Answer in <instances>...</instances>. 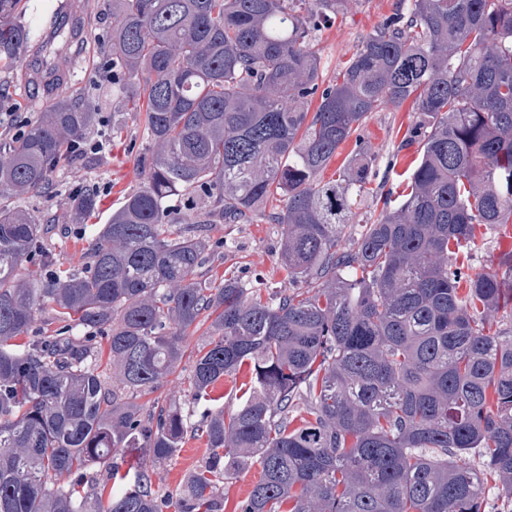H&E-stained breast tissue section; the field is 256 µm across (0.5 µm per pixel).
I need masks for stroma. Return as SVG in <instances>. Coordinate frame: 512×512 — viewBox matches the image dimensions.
Masks as SVG:
<instances>
[{"label":"stroma","instance_id":"1","mask_svg":"<svg viewBox=\"0 0 512 512\" xmlns=\"http://www.w3.org/2000/svg\"><path fill=\"white\" fill-rule=\"evenodd\" d=\"M32 5H48L58 14H78L83 26V41L69 56L59 57L56 65L67 75L59 91L65 98L89 99L98 110L90 141L100 142L98 151L81 161H63L52 175L50 193L27 199L26 207L47 222L49 231L44 245L53 251L59 264L77 263L86 243L81 225L70 215L69 200L75 188H91L98 195L94 223H105L125 194L137 189L143 173L138 164L143 140L144 115L128 111L123 99L112 93V81L102 73L101 64L110 49L111 23L107 0H31ZM401 0H351L330 25L317 28L314 43L321 57L325 81H335L345 62L356 51L363 37L401 8ZM0 85L9 96L0 102V110L18 113L20 118L34 120L53 102L52 96L33 90L15 72L0 76ZM121 121V135H113V121ZM417 120L411 104L400 109L382 108L369 113L360 138L348 141L325 169L324 178L338 177L355 150L365 149L375 157L369 192L354 206L355 215L345 229V242L356 239L362 225L377 216L374 197L403 194L406 171L418 155L417 145L403 146V138ZM284 227L261 218L250 224H215L209 231L216 243V258L210 267L213 280L236 276L249 292L269 296L287 287L288 279L281 265ZM512 248V223L496 228L478 227L476 238L467 253L471 263L497 269L502 253ZM210 450L204 437L187 436L182 448L171 459L151 467L152 490L159 496H173L186 477L208 457Z\"/></svg>","mask_w":512,"mask_h":512}]
</instances>
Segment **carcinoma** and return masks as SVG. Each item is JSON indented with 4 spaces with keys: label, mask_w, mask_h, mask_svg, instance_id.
<instances>
[{
    "label": "carcinoma",
    "mask_w": 512,
    "mask_h": 512,
    "mask_svg": "<svg viewBox=\"0 0 512 512\" xmlns=\"http://www.w3.org/2000/svg\"><path fill=\"white\" fill-rule=\"evenodd\" d=\"M22 2L0 0V71L55 78L73 32L50 12L31 28ZM348 2L112 0V89L143 101L152 149L68 270L14 199L52 189L95 104L62 98L0 134V512H161L148 465L182 448L187 416L127 394L159 388L207 322L191 403L245 365L251 378L233 413L196 428L210 456L176 512H224L220 484L255 463L241 512H487L489 477L512 504V332L486 329L512 303V249L500 272L457 263L476 226L512 222V0H409L327 85L311 31ZM411 97L408 193L346 248L374 157L322 173L369 113ZM268 205L288 287L264 302L233 276L213 286L209 226ZM69 207L93 217L96 193ZM40 311L59 327L17 343ZM127 448L143 462L122 486L80 494Z\"/></svg>",
    "instance_id": "obj_1"
}]
</instances>
